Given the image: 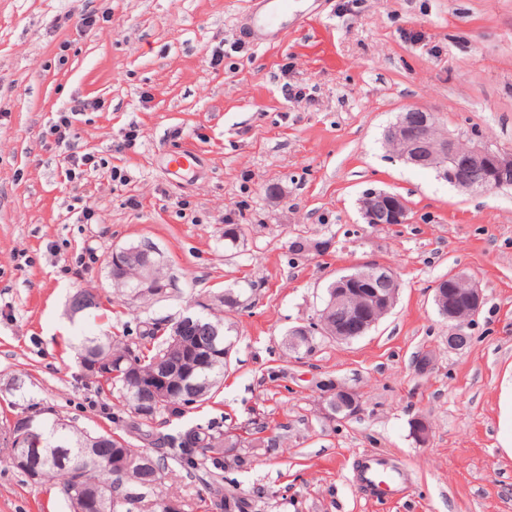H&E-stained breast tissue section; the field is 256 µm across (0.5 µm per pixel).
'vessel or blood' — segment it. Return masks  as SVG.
I'll return each mask as SVG.
<instances>
[{"mask_svg": "<svg viewBox=\"0 0 512 512\" xmlns=\"http://www.w3.org/2000/svg\"><path fill=\"white\" fill-rule=\"evenodd\" d=\"M263 8L251 20L250 33H262L280 26L292 7L291 0H263ZM352 476L370 498L393 499L402 495L409 482L408 470L378 454H364L353 459Z\"/></svg>", "mask_w": 512, "mask_h": 512, "instance_id": "b4317fda", "label": "vessel or blood"}]
</instances>
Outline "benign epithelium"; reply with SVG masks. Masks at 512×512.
I'll list each match as a JSON object with an SVG mask.
<instances>
[{"label":"benign epithelium","instance_id":"benign-epithelium-1","mask_svg":"<svg viewBox=\"0 0 512 512\" xmlns=\"http://www.w3.org/2000/svg\"><path fill=\"white\" fill-rule=\"evenodd\" d=\"M384 139L390 142L397 157L407 165L434 168L440 179L449 185L470 193H485L491 190L512 188V151L475 144L466 146L451 135L439 132L432 112L421 108H408L397 121L384 130ZM361 215L366 224H408L410 206L398 193L371 190L361 200ZM154 249L146 246L120 247L112 251L109 265L112 277L123 278L128 261ZM172 282H162L151 277L139 279L136 295L152 294L157 298L168 297ZM400 285L396 274L388 267L375 262L359 266L355 273L336 282V290L328 301L327 308L320 312L318 321L297 326L289 331L288 344L300 350L309 337L320 334L338 341L356 339L365 335L393 308ZM434 302L440 315L452 327L448 330V348L458 350L467 343L468 336L453 327L455 323L473 319L482 309L483 295L467 277L456 275L447 285L438 282L434 287ZM344 311L345 322L333 326L327 319L330 309ZM139 405L144 413L157 411L170 397L166 379L156 375L136 384ZM327 414L338 420L357 416L361 404L356 390L332 382L324 392ZM35 417L19 416L15 423L19 429V440L37 446Z\"/></svg>","mask_w":512,"mask_h":512}]
</instances>
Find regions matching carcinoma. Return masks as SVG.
Instances as JSON below:
<instances>
[{"label": "carcinoma", "instance_id": "1", "mask_svg": "<svg viewBox=\"0 0 512 512\" xmlns=\"http://www.w3.org/2000/svg\"><path fill=\"white\" fill-rule=\"evenodd\" d=\"M150 275L164 279L166 275L158 262L148 266L129 265L122 285L129 291L137 287V276ZM73 312L100 307L99 298L91 292H78L71 302ZM218 330L216 349L206 346L207 366L197 367L198 354L180 350L171 345L170 330L158 322H143L137 336H114L104 332L88 336L75 346L81 367V377L109 396L108 419L120 427L123 434L81 430L60 417L44 416L39 411L36 449L16 446L10 422L0 425V464L12 467L20 454H26L30 466L39 474V485L53 494L69 512H164L160 486L170 460L186 474L205 473L210 476L209 493L216 497L220 512H248L251 503L233 492H224V474L248 468L247 454H231L236 448H260L261 437H243L233 431L219 429L212 424L185 426L172 433L157 431V419L166 415L179 418L181 399L174 395L168 404L152 414L139 413L138 392L128 374L136 372L145 378L154 373L175 372L178 381L192 382L200 387L204 402L212 397L224 380L228 361L224 359V319L210 314L189 327V333L207 341L208 334ZM131 434L143 442L164 449V457L157 459L144 450H138L125 438ZM125 482V491L136 497L124 507L110 509L112 488L118 481Z\"/></svg>", "mask_w": 512, "mask_h": 512}]
</instances>
